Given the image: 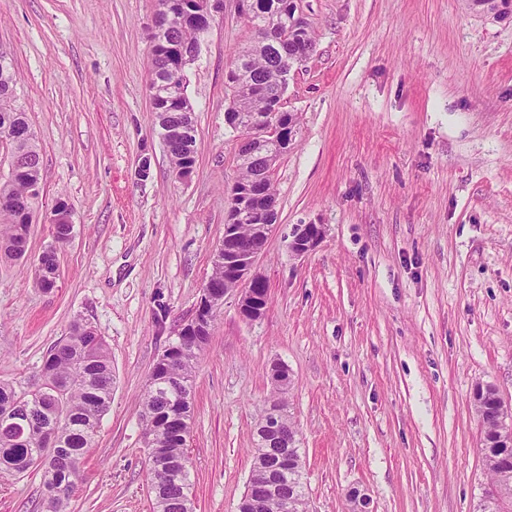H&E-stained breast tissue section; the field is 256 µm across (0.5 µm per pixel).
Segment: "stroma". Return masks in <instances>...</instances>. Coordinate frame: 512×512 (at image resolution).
<instances>
[{"mask_svg":"<svg viewBox=\"0 0 512 512\" xmlns=\"http://www.w3.org/2000/svg\"><path fill=\"white\" fill-rule=\"evenodd\" d=\"M314 49L283 108L277 230L257 270L263 316L226 295L196 365L194 512H237L273 361L305 450L307 512H474L488 487L476 384L512 408V13L473 0H300ZM155 0H0L13 104L43 157L27 258L0 261V380L34 382L78 320L104 336L112 404L70 512H152L142 398L194 311L240 175L226 73L254 37L224 0L187 71L197 162L178 179L148 97ZM150 174L137 175L141 158ZM66 201L73 238L48 293L30 262ZM321 224L291 257L284 238ZM34 471L0 479L31 512ZM313 227L320 233H315ZM325 230L321 224H297L291 232V239H286L289 253L296 258H302L313 251L322 241Z\"/></svg>","mask_w":512,"mask_h":512,"instance_id":"1","label":"stroma"}]
</instances>
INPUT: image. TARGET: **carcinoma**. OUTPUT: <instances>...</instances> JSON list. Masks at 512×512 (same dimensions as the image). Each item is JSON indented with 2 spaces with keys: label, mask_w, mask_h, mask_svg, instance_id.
Returning <instances> with one entry per match:
<instances>
[{
  "label": "carcinoma",
  "mask_w": 512,
  "mask_h": 512,
  "mask_svg": "<svg viewBox=\"0 0 512 512\" xmlns=\"http://www.w3.org/2000/svg\"><path fill=\"white\" fill-rule=\"evenodd\" d=\"M245 16L254 31V40L232 61L230 72L242 70L247 80L235 92V109L245 115L266 111L267 91L279 87L286 68L287 56L303 44H314L310 29L302 32L283 23L275 37L265 34L269 17L284 18L298 10L296 0H251ZM170 32L162 34L169 44L181 49L199 51V38L204 30L186 21L196 9L195 0H165ZM154 67L150 82L159 81L172 88L174 100L166 111L158 114L161 129L192 122V105L186 95V77L179 68V53L161 45L151 47ZM15 73L10 52L0 47V136H14L13 148L27 162L28 169L16 177L0 181V260L20 261L26 258V242L31 233L34 204L40 191L41 168L37 159L41 150L26 113L12 107ZM174 169L196 164L197 155H188L181 145L168 146ZM284 156L281 151L269 156L255 152L251 164L240 167L238 182L243 186L258 183L259 196L248 201L256 215L277 203L273 172ZM260 220L256 217L231 225V237L224 247L239 252L251 250L260 237ZM55 244H49L32 262L34 283L44 292L53 289L58 273ZM208 284L219 295L237 288L235 280L225 272L224 264L213 262ZM216 314L206 319L195 314L184 322L174 340L169 342L173 362L158 370L155 385L146 389L142 399L144 432L157 431L163 440L147 449L148 458H160L174 464L167 477L158 479L150 471V494L153 512H190L194 503L187 500L193 488L190 476L188 439L194 402L195 365L209 341ZM39 382L0 381V416L11 424L0 427V475L20 476L39 470L43 476L41 497L34 512H68L71 493L79 477V466L92 447L103 417L112 402L115 375L112 359L103 336L89 323L76 321L69 336L47 351ZM497 392L491 387L474 391L476 413L483 417L484 465L491 475V487L477 505V512H512V447L505 420L492 414ZM255 447L264 449L263 456L253 459L246 496L251 498L248 512H280L288 503V512H304L306 489L303 482L304 457L299 447L297 430L290 417L283 418L281 437L269 441L256 434Z\"/></svg>",
  "instance_id": "obj_1"
}]
</instances>
